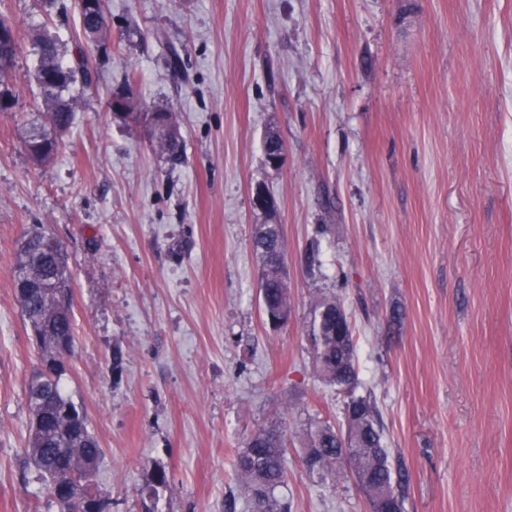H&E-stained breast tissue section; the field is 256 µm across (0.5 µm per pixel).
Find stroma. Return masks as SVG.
<instances>
[{
	"instance_id": "obj_1",
	"label": "stroma",
	"mask_w": 512,
	"mask_h": 512,
	"mask_svg": "<svg viewBox=\"0 0 512 512\" xmlns=\"http://www.w3.org/2000/svg\"><path fill=\"white\" fill-rule=\"evenodd\" d=\"M63 2L0 13L19 36L45 24L68 41L79 18ZM107 5L112 47L89 52L99 81L64 149L43 164L24 149L43 122L29 52L0 112V512H58L24 452L39 356L12 270L36 224L72 272L63 385L102 449L104 512H245L233 455L271 425L287 436L276 495L290 512H369L352 477L309 476L300 459L309 424L342 422L305 339L324 295L345 305L403 512H512V0ZM130 79L143 108L176 114L182 164L113 118ZM259 188L272 215L252 206ZM266 222L288 270L278 329L251 245Z\"/></svg>"
}]
</instances>
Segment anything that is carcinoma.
I'll return each instance as SVG.
<instances>
[{
	"mask_svg": "<svg viewBox=\"0 0 512 512\" xmlns=\"http://www.w3.org/2000/svg\"><path fill=\"white\" fill-rule=\"evenodd\" d=\"M81 36L74 39L72 50L58 35L45 27L30 30L28 43L36 57L33 79L40 94V106L45 121L52 124L58 136L54 145L43 150L35 163L48 161L60 148L63 134L74 121L79 104L78 90L96 84L97 68L89 61L83 44H93L108 53L109 25L104 18V3L98 4L93 15L79 10ZM126 107L113 111L125 120L137 108V96L126 84L121 92ZM168 126L161 136L152 138L156 153L172 165L183 158V141L179 124L173 113L163 111ZM252 246L261 256L268 282L262 289V311L267 317H277L290 311L288 288L281 287L284 257L280 228L272 224L255 225ZM31 280L42 292L30 301H20L24 323L42 327L37 343L39 356H44L52 341L59 336H73L71 306V274L67 256L54 252H19L13 269ZM343 305L337 297L317 300L307 336L313 351L315 374L344 397L343 427L316 424L309 428L307 444L302 451L306 471L325 478L350 473L355 485L367 497L370 507L376 499L383 501V512H402L403 500L397 492L393 469L383 445V429L379 413L369 398L356 394L357 372L354 353L342 348L336 336ZM26 399L30 416H45V426L29 431L26 454L48 491L68 476L83 480L81 491L94 498L99 492L88 484L91 463L98 459L101 448L95 436L85 431L78 416L66 414L64 407L77 405L61 386V374L45 377L40 374L27 384ZM286 435L280 427L261 428L252 433L244 448L238 451L234 470L238 483L251 507V512H288V504L280 501L275 492L287 481L285 469Z\"/></svg>",
	"mask_w": 512,
	"mask_h": 512,
	"instance_id": "cac0c4a2",
	"label": "carcinoma"
}]
</instances>
